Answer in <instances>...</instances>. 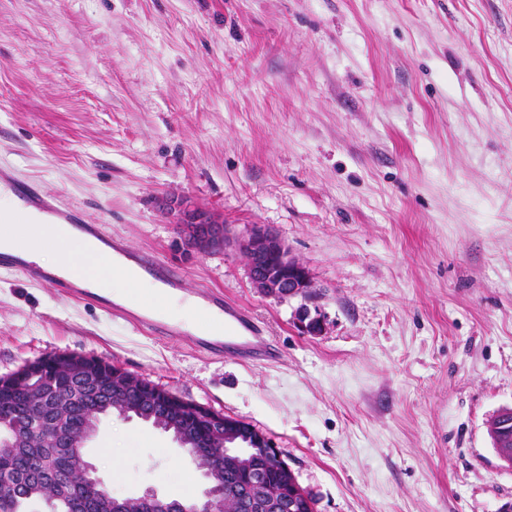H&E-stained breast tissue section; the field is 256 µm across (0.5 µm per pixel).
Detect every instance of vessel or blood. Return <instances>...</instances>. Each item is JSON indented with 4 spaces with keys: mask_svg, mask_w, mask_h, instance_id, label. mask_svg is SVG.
<instances>
[{
    "mask_svg": "<svg viewBox=\"0 0 512 512\" xmlns=\"http://www.w3.org/2000/svg\"><path fill=\"white\" fill-rule=\"evenodd\" d=\"M108 242L113 254L133 262L144 275L173 290L180 286L181 276L167 271L158 259L130 252L119 240L113 239ZM0 266L20 270L28 279L49 288L65 290L87 299L93 296L92 291L82 287L64 269L51 272L36 262L3 252L0 253ZM197 299L206 321L205 327L194 339L199 349L217 355L229 350L243 361L268 362L277 359L278 351L275 345L265 335L255 318L240 304L226 300L207 289L199 290ZM132 318L141 327L163 336L180 337L184 334L182 324L162 319L145 308L133 313Z\"/></svg>",
    "mask_w": 512,
    "mask_h": 512,
    "instance_id": "vessel-or-blood-1",
    "label": "vessel or blood"
}]
</instances>
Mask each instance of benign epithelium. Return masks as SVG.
Here are the masks:
<instances>
[{"instance_id":"7a95c632","label":"benign epithelium","mask_w":512,"mask_h":512,"mask_svg":"<svg viewBox=\"0 0 512 512\" xmlns=\"http://www.w3.org/2000/svg\"><path fill=\"white\" fill-rule=\"evenodd\" d=\"M160 206L168 215L169 223L177 226L188 251L206 254L222 250L232 242L246 262L252 285L263 294L278 299L300 296L311 300L315 296L307 268L289 255L288 247L268 227L254 224L245 234L233 238L229 226L224 224L223 214L199 206L189 195L166 196ZM49 369L73 379L82 425L78 439H62L59 451L64 465L51 481L66 485L67 492L61 496L53 493L43 499L48 512H226L224 468L237 465L250 454L277 453L267 438L255 432L245 444L234 445L241 428L235 420L118 366L78 353L56 352L26 362L14 372L0 376V390L20 394L27 384L44 381ZM129 390L141 392L148 404L159 403L165 407L169 422L164 431L172 433L202 469L206 481L203 500L182 502L162 497L153 490L117 500L96 475L85 452L86 443L96 433L95 422L99 421L95 395L103 393L110 398L114 393ZM180 418H190L210 427L213 442L222 448L223 463L206 464L201 460L176 427L175 420Z\"/></svg>"}]
</instances>
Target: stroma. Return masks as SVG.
Segmentation results:
<instances>
[{
    "label": "stroma",
    "instance_id": "stroma-1",
    "mask_svg": "<svg viewBox=\"0 0 512 512\" xmlns=\"http://www.w3.org/2000/svg\"><path fill=\"white\" fill-rule=\"evenodd\" d=\"M0 172L240 302L281 352L210 355L0 268V375L119 365L250 424L317 512L512 503L488 434L512 407V0H0ZM164 192L271 227L316 301L188 253ZM87 451L113 495H202L138 420Z\"/></svg>",
    "mask_w": 512,
    "mask_h": 512
}]
</instances>
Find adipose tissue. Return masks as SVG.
Wrapping results in <instances>:
<instances>
[{"instance_id":"ef3b65f1","label":"adipose tissue","mask_w":512,"mask_h":512,"mask_svg":"<svg viewBox=\"0 0 512 512\" xmlns=\"http://www.w3.org/2000/svg\"><path fill=\"white\" fill-rule=\"evenodd\" d=\"M33 219L35 225L28 234L0 240V251L34 259L49 271L71 264L88 287L121 301L133 299L153 305L159 316L195 328V299L165 290L160 283L140 276L131 265L113 256L110 248L97 240L80 237L76 230L50 214L38 212ZM133 287L139 288V296L130 295Z\"/></svg>"}]
</instances>
